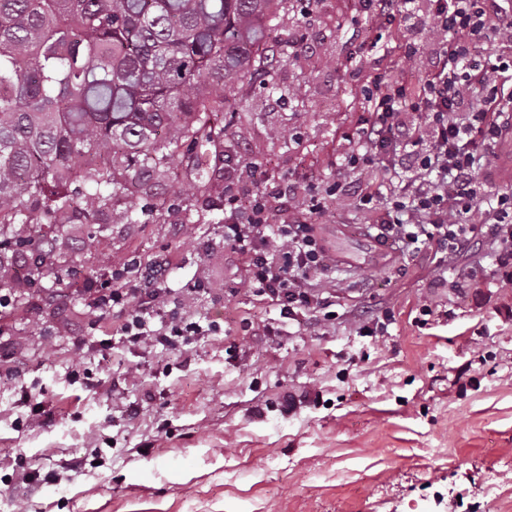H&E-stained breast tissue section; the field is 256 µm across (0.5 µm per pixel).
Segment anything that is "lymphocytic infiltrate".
<instances>
[{"instance_id":"f902f5d3","label":"lymphocytic infiltrate","mask_w":512,"mask_h":512,"mask_svg":"<svg viewBox=\"0 0 512 512\" xmlns=\"http://www.w3.org/2000/svg\"><path fill=\"white\" fill-rule=\"evenodd\" d=\"M354 0L357 13L384 19L398 32L421 22L435 31L439 47L425 82L417 87L393 84L383 62L359 76L366 115L355 148L346 156L353 173L351 198L374 212L370 231L384 243L414 250L428 242L443 245L449 263L483 237L493 255L496 287L512 288V192L492 191L481 176L483 161L504 135L506 106L512 104V4L500 0ZM501 43L481 47L491 37ZM415 114L407 123L405 114ZM397 158L407 181L400 194L384 202L383 184L358 179V172ZM329 197L313 179L264 177L250 199L224 189V246L243 268L240 288L269 300L281 318L300 321L332 304L336 254L317 223ZM170 259H129L104 266L94 282L81 283L91 317L111 312L117 324L112 338L98 340L100 350L120 342L176 349L195 337L216 333L191 311L167 310L165 285Z\"/></svg>"}]
</instances>
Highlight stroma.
I'll return each instance as SVG.
<instances>
[{"label":"stroma","instance_id":"35a3bbf8","mask_svg":"<svg viewBox=\"0 0 512 512\" xmlns=\"http://www.w3.org/2000/svg\"><path fill=\"white\" fill-rule=\"evenodd\" d=\"M352 0L303 10L290 0L278 36L310 49L274 73L281 91L245 82L224 114L239 159L271 175L338 178L363 108L354 76L388 59L397 83L421 80L439 38L417 26L403 58L392 27L362 19L373 51L336 63L353 33ZM284 126L301 138L284 149ZM152 179L175 206L142 224H106L99 253L73 226L60 229L67 273L49 291L14 287L0 321V360L17 367L0 382V512H16L4 479L17 457L38 472L28 512H512V292L495 288L487 245L455 265L436 246L387 250L364 262L372 216L339 203L322 236L338 232L335 320L283 323L269 302L240 291V262L224 248V176L210 194L179 189L174 170ZM164 252L168 307L187 305L219 332L187 350L87 349L111 333V314L91 324L74 282L104 262ZM459 287H449V279ZM210 292H193L194 283ZM444 316L420 325L424 300ZM267 326L255 336L243 319ZM379 319L386 336L356 333ZM135 378H127L128 370ZM50 403L53 418L29 423L21 390ZM299 404L285 411V393ZM136 416H128L129 407ZM81 457L84 469L71 471Z\"/></svg>","mask_w":512,"mask_h":512}]
</instances>
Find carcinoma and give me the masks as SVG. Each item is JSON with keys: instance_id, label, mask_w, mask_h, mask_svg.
Segmentation results:
<instances>
[{"instance_id": "carcinoma-1", "label": "carcinoma", "mask_w": 512, "mask_h": 512, "mask_svg": "<svg viewBox=\"0 0 512 512\" xmlns=\"http://www.w3.org/2000/svg\"><path fill=\"white\" fill-rule=\"evenodd\" d=\"M288 0H0V254L27 286L57 278L60 227L181 172L210 191L224 168L217 116L255 70L288 59L260 48Z\"/></svg>"}]
</instances>
